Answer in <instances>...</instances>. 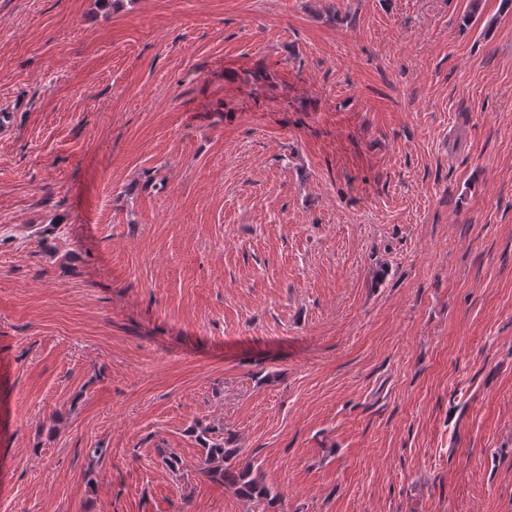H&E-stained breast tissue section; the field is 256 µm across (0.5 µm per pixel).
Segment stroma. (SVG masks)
<instances>
[{"mask_svg":"<svg viewBox=\"0 0 512 512\" xmlns=\"http://www.w3.org/2000/svg\"><path fill=\"white\" fill-rule=\"evenodd\" d=\"M1 112L0 512H512V5L0 0ZM209 428L199 431L198 441L201 445V460L197 473L232 489L239 497L261 505L272 500L271 489L265 483L260 472L254 475L252 468L236 469L230 462L236 449L224 448V438H215Z\"/></svg>","mask_w":512,"mask_h":512,"instance_id":"1","label":"stroma"}]
</instances>
